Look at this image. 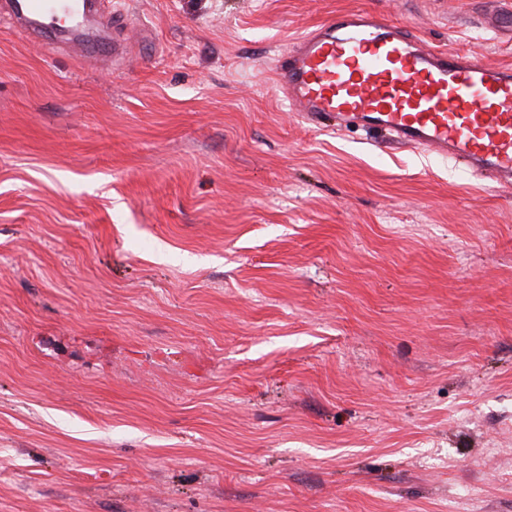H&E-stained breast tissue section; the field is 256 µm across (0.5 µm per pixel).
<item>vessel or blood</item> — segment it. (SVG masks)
Returning <instances> with one entry per match:
<instances>
[{
    "label": "vessel or blood",
    "instance_id": "b4317fda",
    "mask_svg": "<svg viewBox=\"0 0 512 512\" xmlns=\"http://www.w3.org/2000/svg\"><path fill=\"white\" fill-rule=\"evenodd\" d=\"M98 3L0 0V13L35 38L71 18L68 40L84 47L105 39L87 26ZM273 74L291 110L308 123L370 131L512 186L511 68L432 49L386 15L358 10L292 41Z\"/></svg>",
    "mask_w": 512,
    "mask_h": 512
}]
</instances>
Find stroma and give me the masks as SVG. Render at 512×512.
<instances>
[{"mask_svg":"<svg viewBox=\"0 0 512 512\" xmlns=\"http://www.w3.org/2000/svg\"><path fill=\"white\" fill-rule=\"evenodd\" d=\"M356 9L512 68L486 0L0 18V512H512V188L274 83Z\"/></svg>","mask_w":512,"mask_h":512,"instance_id":"obj_1","label":"stroma"}]
</instances>
